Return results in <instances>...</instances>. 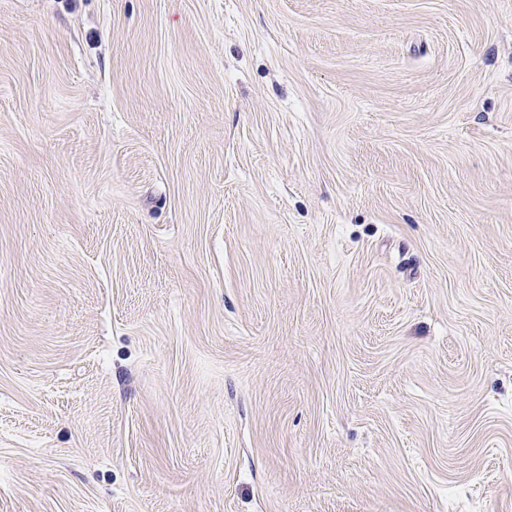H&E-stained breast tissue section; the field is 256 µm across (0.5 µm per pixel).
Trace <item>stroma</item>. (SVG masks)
<instances>
[{
    "label": "stroma",
    "instance_id": "obj_1",
    "mask_svg": "<svg viewBox=\"0 0 512 512\" xmlns=\"http://www.w3.org/2000/svg\"><path fill=\"white\" fill-rule=\"evenodd\" d=\"M0 512H512V0H0Z\"/></svg>",
    "mask_w": 512,
    "mask_h": 512
}]
</instances>
